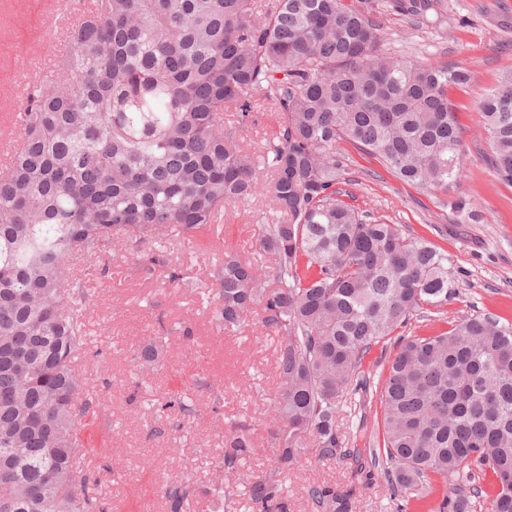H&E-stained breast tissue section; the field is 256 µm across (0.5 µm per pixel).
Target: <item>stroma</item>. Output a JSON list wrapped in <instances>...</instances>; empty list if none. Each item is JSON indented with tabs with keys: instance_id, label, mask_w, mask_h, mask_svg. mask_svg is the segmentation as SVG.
<instances>
[{
	"instance_id": "35a3bbf8",
	"label": "stroma",
	"mask_w": 512,
	"mask_h": 512,
	"mask_svg": "<svg viewBox=\"0 0 512 512\" xmlns=\"http://www.w3.org/2000/svg\"><path fill=\"white\" fill-rule=\"evenodd\" d=\"M64 9L80 11L81 0L65 7L57 0H0V137L15 132L16 93L30 64H54L64 52L57 29ZM379 21L383 48L391 55L421 65L462 66L473 79L448 89L465 164L447 193L410 186L351 143L336 145L353 205L447 252L455 280L447 304L410 320L367 356L364 369L376 388L398 339L433 335L479 312L512 323V185L499 180L487 161L489 143L477 107L499 75L512 68V0H441L439 13L424 20L381 0ZM270 210L264 197L235 204L215 224L175 244L173 257L182 272L177 284L159 272L143 276L120 247L108 265H85L92 353L81 365L99 407L83 434L95 450L93 462L102 468L109 512H167L163 485L184 481L194 484L197 497L183 512H203L226 440L238 425L248 428L254 451L239 461L235 493L223 512H252L244 487L276 465L270 411L278 397V335L263 327L256 313L239 329L225 330L216 314L211 272L228 253L273 266L274 257L258 241ZM147 343L158 359L142 365L134 353ZM183 392L200 408L188 422L170 403ZM379 414L375 395L361 408L341 405L336 433L345 447L361 448L376 437ZM312 483L355 489L359 512H436L441 502L437 491L422 504L403 501L380 470H359L345 457L321 459L312 449L284 480L290 512H311L306 488Z\"/></svg>"
}]
</instances>
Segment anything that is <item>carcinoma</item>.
Segmentation results:
<instances>
[{"instance_id": "cac0c4a2", "label": "carcinoma", "mask_w": 512, "mask_h": 512, "mask_svg": "<svg viewBox=\"0 0 512 512\" xmlns=\"http://www.w3.org/2000/svg\"><path fill=\"white\" fill-rule=\"evenodd\" d=\"M438 5L395 2L422 18ZM374 12V0H92L69 30L56 75L17 103L22 133L0 170V512H108L84 463L88 296L72 256L120 243L143 273L178 282L171 253L152 246L261 195L279 214L259 237L275 266L226 254L214 272L224 327L259 309L279 335L277 466L251 482L253 508L288 512L280 475L307 449L347 455L336 415L368 394L366 355L455 283L446 255L346 201L336 142L446 192L463 165L448 85L472 79L390 56ZM258 100L278 116L259 146L243 136ZM478 108L493 172L512 184V72ZM379 397L382 441L358 466L404 499L443 483L439 512H473L479 477L492 512H512V323L471 314L402 340ZM251 447L237 428L211 512ZM307 493L314 512H357L350 490ZM164 494L181 512L192 491Z\"/></svg>"}]
</instances>
